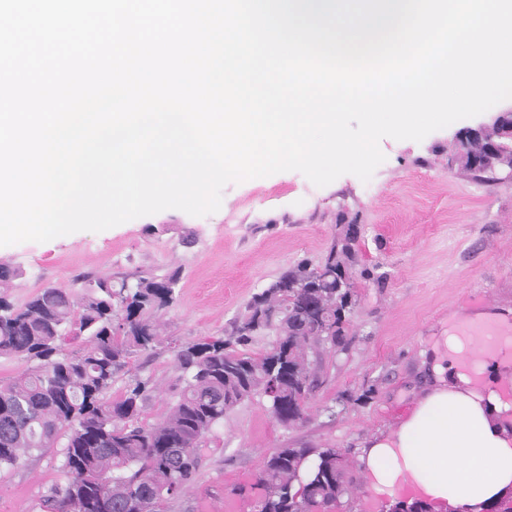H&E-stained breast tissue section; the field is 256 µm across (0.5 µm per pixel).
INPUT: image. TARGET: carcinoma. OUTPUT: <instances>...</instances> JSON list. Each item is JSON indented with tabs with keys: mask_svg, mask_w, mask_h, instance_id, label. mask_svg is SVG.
I'll list each match as a JSON object with an SVG mask.
<instances>
[{
	"mask_svg": "<svg viewBox=\"0 0 512 512\" xmlns=\"http://www.w3.org/2000/svg\"><path fill=\"white\" fill-rule=\"evenodd\" d=\"M501 135L494 124L481 140L457 138L458 169L496 180L502 161L487 158L485 149ZM356 246L351 225H343L322 263L300 262L284 271L252 297L229 336L174 346L183 387L166 415L149 425L141 416L150 379L136 357L162 343L165 324L149 312L174 302L179 273L119 283L86 275L80 295L47 287L17 307L8 287L21 272L1 263L0 358L20 356L34 366L0 383V470L59 446L65 480L45 491L44 512H90L100 493L108 512H172L199 473L200 441L227 413L259 396L280 422L293 426L306 418L311 358L340 343L357 302ZM261 330L274 331L279 346L253 353L249 345ZM72 333L85 335L82 348H67ZM121 373L127 382L114 398ZM312 456L316 462L306 465ZM353 467L341 448H276L262 459L264 493L252 510L329 512L359 489Z\"/></svg>",
	"mask_w": 512,
	"mask_h": 512,
	"instance_id": "cac0c4a2",
	"label": "carcinoma"
}]
</instances>
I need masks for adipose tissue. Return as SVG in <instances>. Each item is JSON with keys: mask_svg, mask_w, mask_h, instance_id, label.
Segmentation results:
<instances>
[{"mask_svg": "<svg viewBox=\"0 0 512 512\" xmlns=\"http://www.w3.org/2000/svg\"><path fill=\"white\" fill-rule=\"evenodd\" d=\"M455 320L426 360L431 382L393 426L371 435L360 458L376 499L416 501L432 512H482L512 496V396L489 374L512 377V340L485 351Z\"/></svg>", "mask_w": 512, "mask_h": 512, "instance_id": "obj_1", "label": "adipose tissue"}]
</instances>
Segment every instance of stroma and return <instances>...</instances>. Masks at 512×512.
Masks as SVG:
<instances>
[{"instance_id":"obj_1","label":"stroma","mask_w":512,"mask_h":512,"mask_svg":"<svg viewBox=\"0 0 512 512\" xmlns=\"http://www.w3.org/2000/svg\"><path fill=\"white\" fill-rule=\"evenodd\" d=\"M467 118L422 141L383 139L385 160L369 181L345 174L318 187L285 171L224 187L220 209L194 217L177 209L102 232L0 247V263L22 270L9 290L24 304L48 286L75 287L82 274L119 280L179 272L177 299L160 313L173 340L228 334L255 293L288 267L323 262L341 225L362 229L354 285L357 305L335 352L317 368L305 421L279 423L266 398L226 415L199 445L196 481L176 512H245L261 492L258 471L277 448H345L358 457L368 436L392 426L425 389L424 361L455 313L512 311V178L492 183L452 160ZM153 386L142 419H161L180 390L166 348L144 371ZM373 388L372 400H357ZM60 458L0 472V512H43L41 497L62 481Z\"/></svg>"}]
</instances>
